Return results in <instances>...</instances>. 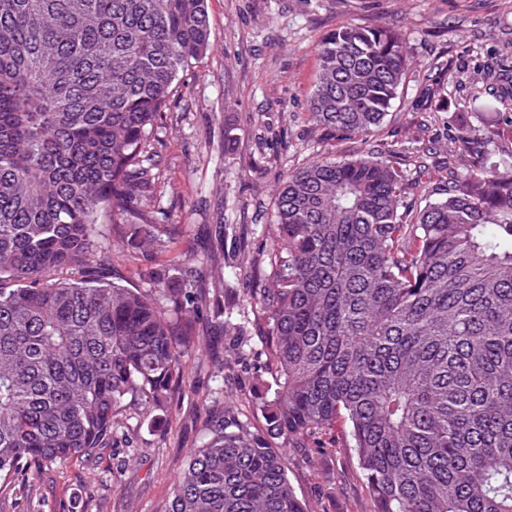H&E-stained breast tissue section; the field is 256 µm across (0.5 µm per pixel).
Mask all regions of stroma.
<instances>
[{"label": "stroma", "mask_w": 512, "mask_h": 512, "mask_svg": "<svg viewBox=\"0 0 512 512\" xmlns=\"http://www.w3.org/2000/svg\"><path fill=\"white\" fill-rule=\"evenodd\" d=\"M208 14L210 48L180 73L152 142L162 165L150 205L170 238L132 253L113 234L111 214L103 213L107 262L100 274L115 284L146 291L150 272L170 270L174 254L202 255L219 209L230 227L225 248L244 236L254 255H265L275 184L317 158L363 154L389 161L416 183L409 204L438 199L451 179L449 129L488 118L464 106L484 89L479 60L512 55V0H208ZM383 21L407 38L411 64L399 97L367 140L326 138L309 115L317 44L342 26ZM260 272L247 263L225 268L224 306L238 329L228 335L194 315L202 342L167 411L130 405L108 447L78 461L24 468L18 489L0 490V512H162L178 472L223 410L264 433L258 401L272 375L258 316L243 298ZM335 440L332 448L289 449L296 495L311 512H372L344 431Z\"/></svg>", "instance_id": "35a3bbf8"}]
</instances>
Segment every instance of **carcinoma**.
<instances>
[{
    "label": "carcinoma",
    "instance_id": "cac0c4a2",
    "mask_svg": "<svg viewBox=\"0 0 512 512\" xmlns=\"http://www.w3.org/2000/svg\"><path fill=\"white\" fill-rule=\"evenodd\" d=\"M209 46L207 0H0V487L107 447L132 402L166 410L200 344L181 314L231 323L209 286L221 213L176 288L161 272L148 293L57 277L100 253L104 209L135 251L167 236L148 206L150 138ZM317 50L315 126L376 131L410 64L405 35L351 25ZM480 72L503 120L450 136L445 198L407 209L403 172L365 156L279 180L267 282L246 297L282 443L211 423L162 512H308L286 448L339 422L374 512H512V58Z\"/></svg>",
    "mask_w": 512,
    "mask_h": 512
}]
</instances>
